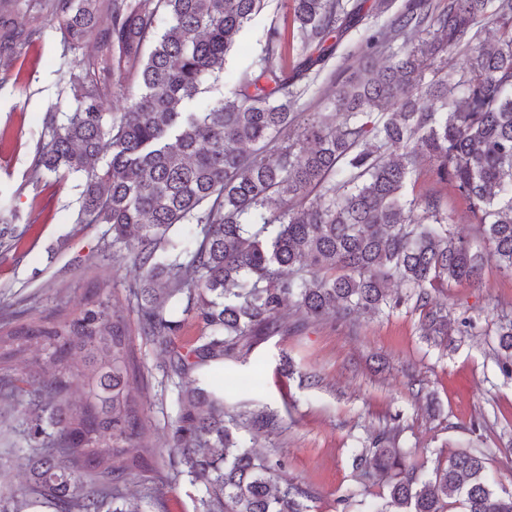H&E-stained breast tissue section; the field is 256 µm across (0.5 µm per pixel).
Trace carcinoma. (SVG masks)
Here are the masks:
<instances>
[{
  "mask_svg": "<svg viewBox=\"0 0 512 512\" xmlns=\"http://www.w3.org/2000/svg\"><path fill=\"white\" fill-rule=\"evenodd\" d=\"M268 0H0V66L52 26L68 52L93 44L65 73L75 106L45 113L34 173L84 177L82 224H109L112 254L133 273L142 338L165 353L178 414L164 472L139 489L147 512H164L163 489L199 488L195 512H309V493L284 463L259 457L235 433L224 398L200 370L240 359L265 336L310 322L374 317L409 302L428 340L469 334L433 302L452 285H482L486 263L512 274V0H378L367 23L358 0H290L292 27L271 22L261 53L232 79L229 95L195 103L224 80V57ZM492 24V40L481 37ZM356 40L344 67L326 71L344 36ZM297 42L288 64V39ZM462 53L468 66L448 68ZM378 56L390 58L377 67ZM334 88L335 115L302 112L318 79ZM128 105L108 112L114 98ZM427 162L464 201L484 246L450 231L434 194L407 184ZM23 220L0 211V252ZM193 227L185 245L173 235ZM189 315L199 333L180 340ZM497 366L512 377V319L499 326ZM56 346L47 378L0 379L23 418L28 448L6 462L28 472L26 488L0 485V512H138L128 470L154 448L145 416L124 396L131 338L94 293L71 317L53 316L0 334V361L23 360L28 342ZM79 344L96 358L98 402L71 407L84 371ZM248 423L280 420L261 409ZM393 426L353 454L366 478L386 479L371 512H512L484 453L463 450L421 478Z\"/></svg>",
  "mask_w": 512,
  "mask_h": 512,
  "instance_id": "obj_1",
  "label": "carcinoma"
}]
</instances>
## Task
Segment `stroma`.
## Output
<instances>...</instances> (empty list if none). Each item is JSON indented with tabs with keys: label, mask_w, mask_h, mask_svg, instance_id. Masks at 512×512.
<instances>
[{
	"label": "stroma",
	"mask_w": 512,
	"mask_h": 512,
	"mask_svg": "<svg viewBox=\"0 0 512 512\" xmlns=\"http://www.w3.org/2000/svg\"><path fill=\"white\" fill-rule=\"evenodd\" d=\"M277 12L271 2L243 31L225 71L241 70L260 52L262 31ZM64 55L49 28L9 71L0 72V205L31 221L16 248L0 253V332L36 317L79 314L92 288L113 294L132 339L128 392L144 402L151 440L162 448L178 412L176 391L159 368L162 353L138 333L126 299L128 274L100 250L112 238L110 227L77 223V176L61 181L31 172L46 111L67 112L74 104L60 81ZM408 192L447 201L456 217L453 231L481 245L476 224L447 184L424 171ZM447 303L456 318H481L479 330L448 348L422 339L417 312L404 306L384 317L313 322L298 334L269 337L248 362L225 361L210 367L205 378L223 390L225 405L235 411L256 404L284 411L281 428L259 435L253 447L283 459L289 477L311 491L312 512H365L386 494L384 483L353 468L352 455L392 425L401 427V445L416 450L425 472L459 451L481 448L497 489L512 491V378L500 373L494 353L498 318L512 317V275L486 265L481 287H451ZM309 372L317 374L318 384L306 380ZM418 389L423 399L413 398ZM353 490L358 498H350Z\"/></svg>",
	"instance_id": "35a3bbf8"
}]
</instances>
